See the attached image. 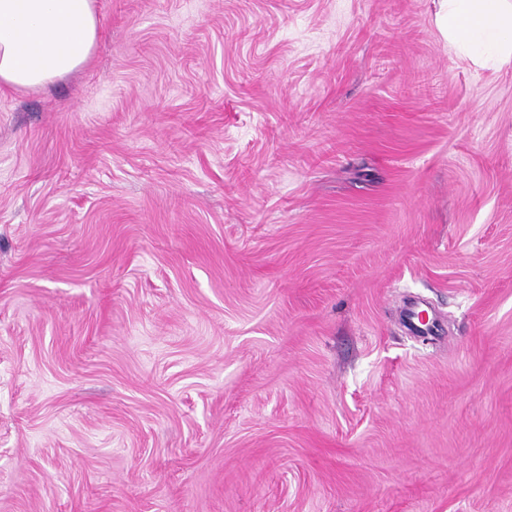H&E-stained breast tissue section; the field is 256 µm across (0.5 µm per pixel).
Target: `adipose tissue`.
I'll list each match as a JSON object with an SVG mask.
<instances>
[{
    "mask_svg": "<svg viewBox=\"0 0 512 512\" xmlns=\"http://www.w3.org/2000/svg\"><path fill=\"white\" fill-rule=\"evenodd\" d=\"M436 22L460 49L512 61V0H440ZM96 0H0V92L47 88L91 60Z\"/></svg>",
    "mask_w": 512,
    "mask_h": 512,
    "instance_id": "obj_1",
    "label": "adipose tissue"
}]
</instances>
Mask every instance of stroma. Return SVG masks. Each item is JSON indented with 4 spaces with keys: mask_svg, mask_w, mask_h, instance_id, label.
Listing matches in <instances>:
<instances>
[{
    "mask_svg": "<svg viewBox=\"0 0 512 512\" xmlns=\"http://www.w3.org/2000/svg\"><path fill=\"white\" fill-rule=\"evenodd\" d=\"M97 8L0 95V512H512V63L438 0Z\"/></svg>",
    "mask_w": 512,
    "mask_h": 512,
    "instance_id": "stroma-1",
    "label": "stroma"
}]
</instances>
